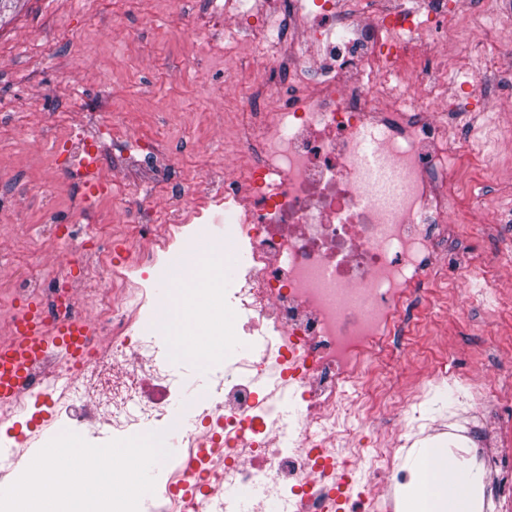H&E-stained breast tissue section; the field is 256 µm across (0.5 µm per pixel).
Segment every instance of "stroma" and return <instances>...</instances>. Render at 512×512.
<instances>
[{"label": "stroma", "mask_w": 512, "mask_h": 512, "mask_svg": "<svg viewBox=\"0 0 512 512\" xmlns=\"http://www.w3.org/2000/svg\"><path fill=\"white\" fill-rule=\"evenodd\" d=\"M224 0H194L172 15L167 0H12L0 12V334L17 312L10 273L19 266L51 277L67 264L86 316L97 312L93 268L113 263L120 240L137 225L166 224L169 200L182 198L198 235L197 253L181 267H198L200 253L219 236L223 211L188 186H221L225 165L245 166L246 153L224 139L240 103L255 82L276 71L255 51L262 42L250 24L227 31L217 25ZM457 36L469 40L474 56H491L497 87L471 74L467 63L433 61L437 84L456 90L465 111L451 115L448 134L470 146L459 160L460 181L452 207L484 199L488 209L512 203V20L488 13L464 19ZM501 109L479 110L488 94ZM91 141L99 159L102 188L82 224L93 256L73 253L67 241L45 228L47 210L66 215L76 190L62 138ZM497 156V170L486 165ZM43 186L34 195L30 186ZM499 233L473 224L448 227V253L433 268L424 292L406 310L393 343L404 366L385 361L379 382L391 411L369 422L367 435L394 430L406 399L404 374L426 382L422 412L444 422L455 403L453 388L463 373L481 371V393L495 404L512 375L501 363L512 360V291L493 293L498 274ZM447 364L456 375L440 386L428 384L434 367Z\"/></svg>", "instance_id": "stroma-1"}]
</instances>
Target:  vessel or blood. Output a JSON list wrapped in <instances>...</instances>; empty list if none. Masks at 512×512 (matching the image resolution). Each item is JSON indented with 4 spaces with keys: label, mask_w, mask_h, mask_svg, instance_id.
<instances>
[{
    "label": "vessel or blood",
    "mask_w": 512,
    "mask_h": 512,
    "mask_svg": "<svg viewBox=\"0 0 512 512\" xmlns=\"http://www.w3.org/2000/svg\"><path fill=\"white\" fill-rule=\"evenodd\" d=\"M87 335L83 322L48 324L41 311H31L9 342L0 344V407L18 400L30 366L59 349L64 356H80Z\"/></svg>",
    "instance_id": "vessel-or-blood-1"
}]
</instances>
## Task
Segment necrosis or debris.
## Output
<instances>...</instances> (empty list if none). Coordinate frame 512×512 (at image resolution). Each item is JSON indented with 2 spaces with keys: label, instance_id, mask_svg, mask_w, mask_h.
Here are the masks:
<instances>
[{
  "label": "necrosis or debris",
  "instance_id": "4bbe7bcc",
  "mask_svg": "<svg viewBox=\"0 0 512 512\" xmlns=\"http://www.w3.org/2000/svg\"><path fill=\"white\" fill-rule=\"evenodd\" d=\"M224 13L232 30L255 18L268 60L281 68L274 91L247 102L226 139L252 155L244 169L225 168L224 236L213 252L232 246L243 256L234 281L212 287L218 267L196 268L197 284L174 292L186 325L219 332L235 345L228 358L207 347L185 348L181 360L216 373L214 406H195L193 425L174 428L183 401L172 377L173 333L155 321L147 278L104 288L91 320L88 357L57 370L33 368L14 410L46 408L58 431L113 438L165 432L199 457L192 480L200 512H217L233 497L237 512H351L354 502L389 512L384 488L393 460L364 466L360 434L343 422L356 405L350 389L370 387L368 362L382 358L431 257L446 253L442 237L456 145L444 135L459 99L430 103L431 62L445 51L419 15L388 0H290L255 17L252 0ZM444 35L462 17L499 11L512 0H425ZM412 63L416 79L398 93L377 83L381 72ZM376 130L366 147L365 130ZM14 295L40 291L51 318H73L77 292L66 268L32 284L13 278ZM279 365V383L298 404L294 426L281 423L274 393L250 381ZM97 381L81 404L54 379ZM423 390H414L387 440L391 452L417 441L447 440L450 469L474 474L472 512H504L512 501V455L478 453L484 437L471 412L459 427L423 419Z\"/></svg>",
  "mask_w": 512,
  "mask_h": 512
}]
</instances>
